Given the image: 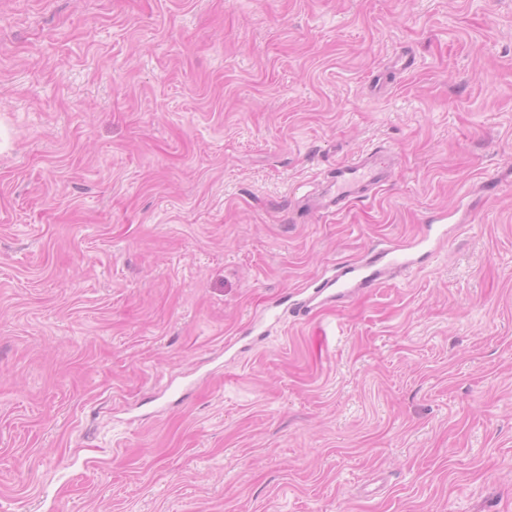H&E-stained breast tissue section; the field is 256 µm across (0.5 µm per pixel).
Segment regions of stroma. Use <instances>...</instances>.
I'll use <instances>...</instances> for the list:
<instances>
[{
  "instance_id": "35a3bbf8",
  "label": "stroma",
  "mask_w": 512,
  "mask_h": 512,
  "mask_svg": "<svg viewBox=\"0 0 512 512\" xmlns=\"http://www.w3.org/2000/svg\"><path fill=\"white\" fill-rule=\"evenodd\" d=\"M0 512H512V0H0ZM397 156L386 147L370 152L331 168L322 188L311 193L314 208L321 213L339 212L348 203L368 196L386 182L387 170ZM428 240L426 236L417 240L413 246L404 247L388 243L378 244L374 255L370 258L354 263L342 264L336 268L335 274L325 279L321 284L312 289V292L297 304V314L305 315L312 312L318 302L331 287L336 288L335 293L326 298L341 301L347 298L351 292L359 288H374L379 284L385 270L390 267L410 268L429 258L431 252H425L414 258L408 249L422 247Z\"/></svg>"
}]
</instances>
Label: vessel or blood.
Returning a JSON list of instances; mask_svg holds the SVG:
<instances>
[{"instance_id":"1","label":"vessel or blood","mask_w":512,"mask_h":512,"mask_svg":"<svg viewBox=\"0 0 512 512\" xmlns=\"http://www.w3.org/2000/svg\"><path fill=\"white\" fill-rule=\"evenodd\" d=\"M395 160L396 156L389 148L376 147L352 160L336 164L329 170L322 188L311 195L315 209L321 213L338 212L348 203L368 196L386 182L387 170ZM415 263L407 247L379 244L372 257L337 267L332 277L299 301L297 312L301 315L312 312L318 298L327 293L333 300H344L357 289L378 285L387 268L406 269Z\"/></svg>"}]
</instances>
